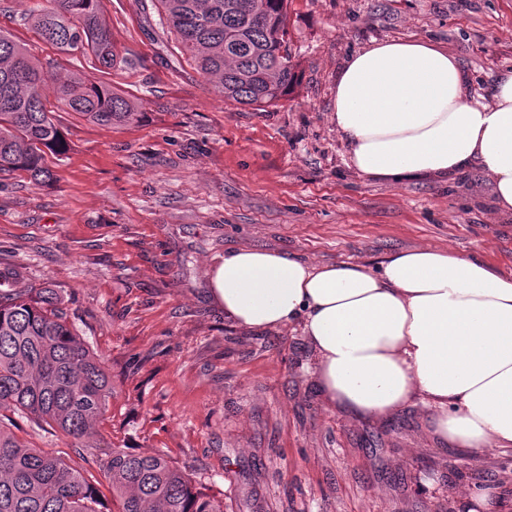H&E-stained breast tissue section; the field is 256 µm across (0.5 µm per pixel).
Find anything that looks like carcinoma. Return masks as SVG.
<instances>
[{
  "label": "carcinoma",
  "instance_id": "cac0c4a2",
  "mask_svg": "<svg viewBox=\"0 0 512 512\" xmlns=\"http://www.w3.org/2000/svg\"><path fill=\"white\" fill-rule=\"evenodd\" d=\"M31 17L47 44L80 52L98 72L123 62L101 0H52ZM182 55L226 102L262 109L295 85L288 44V0H156ZM100 126L141 118L138 102L85 73L51 81L26 47L0 31V174L36 183L57 180L47 160L68 143L51 102ZM112 398L103 358L68 320L63 290L50 281L15 288L0 275V409L33 418L73 448L99 435ZM103 470L117 512H224V502L195 489L186 468L163 454L103 446L81 456ZM0 512H106L104 494L62 458L33 448L7 430L0 414Z\"/></svg>",
  "mask_w": 512,
  "mask_h": 512
}]
</instances>
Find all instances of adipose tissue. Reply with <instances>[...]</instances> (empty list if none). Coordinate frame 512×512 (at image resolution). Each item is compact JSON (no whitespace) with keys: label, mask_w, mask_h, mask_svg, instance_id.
I'll list each match as a JSON object with an SVG mask.
<instances>
[{"label":"adipose tissue","mask_w":512,"mask_h":512,"mask_svg":"<svg viewBox=\"0 0 512 512\" xmlns=\"http://www.w3.org/2000/svg\"><path fill=\"white\" fill-rule=\"evenodd\" d=\"M457 59L428 41H381L336 73L333 114L355 168L399 182L472 167L512 212V70L494 105L467 97ZM224 316L243 330L301 321L330 406L382 420L419 403L439 448L512 452V279L483 261L405 249L378 269L315 266L239 248L210 272ZM458 512H512V484L463 486Z\"/></svg>","instance_id":"ef3b65f1"}]
</instances>
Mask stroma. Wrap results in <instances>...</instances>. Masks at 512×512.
I'll use <instances>...</instances> for the list:
<instances>
[{"label": "stroma", "instance_id": "35a3bbf8", "mask_svg": "<svg viewBox=\"0 0 512 512\" xmlns=\"http://www.w3.org/2000/svg\"><path fill=\"white\" fill-rule=\"evenodd\" d=\"M124 58L103 77L141 105L102 127L56 116L70 149L53 186L0 174V273L63 288L68 319L103 357L113 397L104 440L186 467L224 512H451L460 486H492L512 452L443 451L415 404L386 420L330 409L300 323L245 331L209 290L241 247L316 265L376 267L430 247L512 277V214L491 177L365 178L333 118L345 58L385 40H430L455 56L468 95L492 104L512 70V0H289L297 83L257 111L225 103L182 56L152 0H103ZM47 0H0V29L52 74L92 73L80 53L38 40ZM15 435L75 464L61 434L16 419Z\"/></svg>", "mask_w": 512, "mask_h": 512}]
</instances>
